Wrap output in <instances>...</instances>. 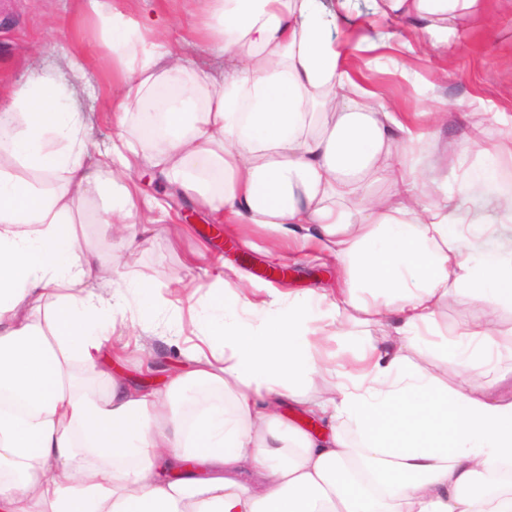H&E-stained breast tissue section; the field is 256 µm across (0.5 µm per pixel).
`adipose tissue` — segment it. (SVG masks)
I'll return each instance as SVG.
<instances>
[{
	"label": "adipose tissue",
	"mask_w": 512,
	"mask_h": 512,
	"mask_svg": "<svg viewBox=\"0 0 512 512\" xmlns=\"http://www.w3.org/2000/svg\"><path fill=\"white\" fill-rule=\"evenodd\" d=\"M372 2L438 47L476 0ZM85 3L121 83L117 118L142 119L100 166L84 154L90 83L52 72L0 101V512H512V397L498 390L512 347L481 322L454 328L452 387L417 352L450 296L512 306V248L479 247L447 191L408 163L390 105L341 66L336 13L324 0H205L195 32L224 49L215 76L183 65L155 19ZM145 167L214 223L256 224L279 242L302 233L331 250L343 263L335 296L259 303L219 275L162 385L113 370L105 344L126 309L89 288L100 261L76 227L104 199L106 224L127 231ZM377 182L388 197L371 196ZM38 301L52 306L50 331L30 319ZM346 324L389 328L401 343L336 369L321 341ZM70 355L108 380L105 394L75 378ZM477 373L491 377L478 394ZM202 388L230 406L173 411ZM429 395L449 407L431 422ZM286 404L324 432L282 422ZM388 409L404 417L403 442L377 429ZM178 466L182 478L165 479Z\"/></svg>",
	"instance_id": "adipose-tissue-1"
}]
</instances>
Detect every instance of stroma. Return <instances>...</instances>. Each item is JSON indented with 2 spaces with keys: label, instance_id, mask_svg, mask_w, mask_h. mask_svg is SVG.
<instances>
[{
  "label": "stroma",
  "instance_id": "35a3bbf8",
  "mask_svg": "<svg viewBox=\"0 0 512 512\" xmlns=\"http://www.w3.org/2000/svg\"><path fill=\"white\" fill-rule=\"evenodd\" d=\"M112 2L143 17H161L177 52L198 69L210 72L222 65V57L191 32L203 14V0ZM420 41L416 28H399L384 51L388 63L375 65L350 55L345 64L408 126L423 133L420 169L426 176L447 182L449 208L466 222L482 224L481 200L474 192L460 191L458 178L464 170L487 165L489 151L512 141V0H480L476 8L452 20L447 48L424 52L418 48ZM44 57L82 60L88 79L101 84L98 99L84 112L93 133L91 156L110 154L113 139L135 133L138 113H131L125 126L117 124L114 112L120 89L112 83V59L100 28L80 10L77 0H0V94L8 95L15 83L37 70ZM434 112L447 113V122L433 123L430 115ZM472 124L484 130L478 148L465 147L462 142L466 127ZM138 184L142 198L160 200L174 215L182 236L179 243H171L169 227L162 223L149 225L147 232L132 239L109 234L102 224L79 225L82 248L111 264L113 288L143 280L165 297L172 289L186 288L194 293L192 305L203 311L208 307L205 287L223 267L243 274L246 290L258 301L265 299L268 285L259 272L275 265L291 269L287 281L278 285L281 293L335 287L341 271L335 257L299 242L272 244L267 231L254 224H224L219 236L202 234L209 221L205 211H198L194 223H184L179 216L181 201L151 172H141ZM482 226L480 241L486 249L512 245L511 220ZM484 317L495 327H512L510 306L464 293L442 303L436 312V334L427 348L430 367L446 372L443 341L450 328ZM179 321L178 312L169 308L147 327L127 317L126 331L148 343L155 365L172 367L180 361L171 330Z\"/></svg>",
  "mask_w": 512,
  "mask_h": 512
}]
</instances>
